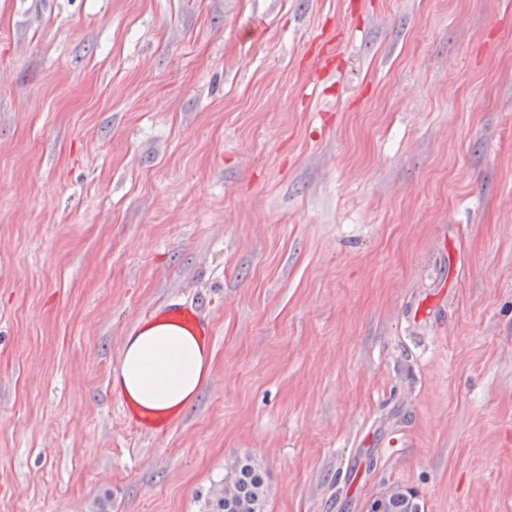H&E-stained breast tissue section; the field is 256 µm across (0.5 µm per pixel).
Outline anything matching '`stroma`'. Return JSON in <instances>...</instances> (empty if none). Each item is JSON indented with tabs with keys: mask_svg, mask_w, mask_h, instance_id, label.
Instances as JSON below:
<instances>
[{
	"mask_svg": "<svg viewBox=\"0 0 512 512\" xmlns=\"http://www.w3.org/2000/svg\"><path fill=\"white\" fill-rule=\"evenodd\" d=\"M174 297L211 374L137 431ZM239 458L263 512H512V0H0V512H204ZM312 44L316 46L311 71L304 79V87L306 90L316 92L318 89V79L320 74L326 69L330 56L335 52V43L325 41L320 36H316ZM159 316L191 331L165 320L134 329L124 339L115 376V385L140 410L136 422L150 430L163 426L150 422L152 415L165 420L195 403L213 361V352L194 334L212 336L198 304H171Z\"/></svg>",
	"mask_w": 512,
	"mask_h": 512,
	"instance_id": "35a3bbf8",
	"label": "stroma"
}]
</instances>
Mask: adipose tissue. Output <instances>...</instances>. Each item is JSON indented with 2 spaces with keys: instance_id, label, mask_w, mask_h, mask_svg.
Listing matches in <instances>:
<instances>
[{
  "instance_id": "1",
  "label": "adipose tissue",
  "mask_w": 512,
  "mask_h": 512,
  "mask_svg": "<svg viewBox=\"0 0 512 512\" xmlns=\"http://www.w3.org/2000/svg\"><path fill=\"white\" fill-rule=\"evenodd\" d=\"M212 361L199 336L158 320L125 337L115 383L137 409L164 420L195 403Z\"/></svg>"
}]
</instances>
